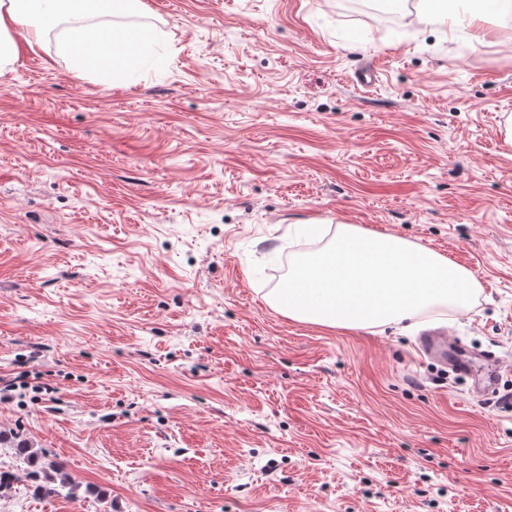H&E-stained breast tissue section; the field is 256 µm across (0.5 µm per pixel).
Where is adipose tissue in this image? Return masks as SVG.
<instances>
[{"mask_svg":"<svg viewBox=\"0 0 512 512\" xmlns=\"http://www.w3.org/2000/svg\"><path fill=\"white\" fill-rule=\"evenodd\" d=\"M428 12L420 13V20H427L429 11H441L448 30L466 26L478 44L512 40V31L490 28L486 16L495 12H512V0H476L464 11L455 9L453 0H427ZM140 0H0V74L16 62L22 51L34 49L47 33L56 28L61 16L76 19L77 27L71 28L64 43L66 51L74 57L79 71L96 73L100 83L108 86L123 84L126 72L136 65L152 43L151 33L139 39L112 31L110 38L91 47L89 32L80 24L89 10L101 13L116 11L134 12Z\"/></svg>","mask_w":512,"mask_h":512,"instance_id":"adipose-tissue-1","label":"adipose tissue"}]
</instances>
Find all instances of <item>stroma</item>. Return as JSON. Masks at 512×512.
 Instances as JSON below:
<instances>
[{
    "label": "stroma",
    "instance_id": "obj_1",
    "mask_svg": "<svg viewBox=\"0 0 512 512\" xmlns=\"http://www.w3.org/2000/svg\"><path fill=\"white\" fill-rule=\"evenodd\" d=\"M123 85L57 36L0 75V432L77 487L0 512H512V51L341 0H143ZM366 66L375 85H359ZM469 268L471 307L330 329L267 300L337 223ZM448 329L497 389L421 355Z\"/></svg>",
    "mask_w": 512,
    "mask_h": 512
}]
</instances>
